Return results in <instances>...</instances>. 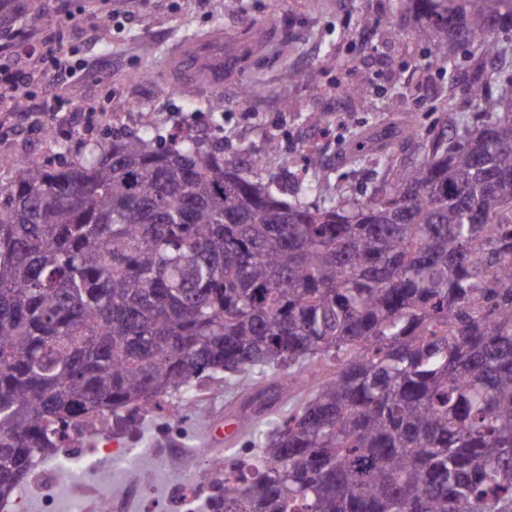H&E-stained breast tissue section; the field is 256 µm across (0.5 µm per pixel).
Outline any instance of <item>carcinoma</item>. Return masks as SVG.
<instances>
[{"label":"carcinoma","instance_id":"carcinoma-1","mask_svg":"<svg viewBox=\"0 0 512 512\" xmlns=\"http://www.w3.org/2000/svg\"><path fill=\"white\" fill-rule=\"evenodd\" d=\"M449 63L512 68V0H409ZM370 194L282 200L224 149L149 129L0 185V500L75 420L279 372L240 484L201 512H512V81ZM387 135L356 137L381 155Z\"/></svg>","mask_w":512,"mask_h":512}]
</instances>
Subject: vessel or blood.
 I'll use <instances>...</instances> for the list:
<instances>
[{
	"instance_id": "obj_1",
	"label": "vessel or blood",
	"mask_w": 512,
	"mask_h": 512,
	"mask_svg": "<svg viewBox=\"0 0 512 512\" xmlns=\"http://www.w3.org/2000/svg\"><path fill=\"white\" fill-rule=\"evenodd\" d=\"M242 68V54L224 48V34L216 30L180 46L165 71L170 83L193 88L217 89L225 76Z\"/></svg>"
}]
</instances>
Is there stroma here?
Instances as JSON below:
<instances>
[{"label":"stroma","instance_id":"stroma-1","mask_svg":"<svg viewBox=\"0 0 512 512\" xmlns=\"http://www.w3.org/2000/svg\"><path fill=\"white\" fill-rule=\"evenodd\" d=\"M51 13L57 42L74 59L95 62L93 78L70 84L79 112L94 110L92 127L80 133L60 129L51 141L20 128L0 141V157L46 150L53 157L76 158L79 152L115 135L152 128L160 137L174 130L212 145H223L226 159L235 161L242 176L273 182L280 196L294 200L298 184L322 182L328 194L343 191L362 196L371 190L381 162L351 150L354 132L382 131L411 120L421 136L412 141L389 139L387 153L398 163L423 156V144L440 133H454L449 94L464 98L469 75L481 60L478 43L463 46L455 63L440 72L432 63V47L414 36L415 21L403 0H24L15 25V40L37 42L46 30L42 13ZM109 24H101V17ZM392 24L396 38L381 37ZM220 28L240 35L261 29L270 44L247 59L239 77L224 81V109L213 112L210 89L177 90L159 95L163 69L181 41ZM319 69L318 85L301 81L302 73ZM366 83L365 99H349L341 90ZM293 110H286V103ZM324 118L310 123V114ZM275 140L278 150L263 169L248 161L252 152ZM322 148V164L305 169L303 153ZM234 382L216 380L204 402L205 419L188 417L173 424L167 406L149 412L113 416L108 429L85 430L71 448L93 451L111 441L135 451L132 469L100 464L92 483L122 495L135 470L154 474L148 500L131 501L127 512H165L169 476L149 452L161 435L178 428L177 447L206 457L250 447L251 438L237 430L220 439L214 427L231 423L230 404L238 401ZM49 488L60 512H77L80 498L70 482L32 470L20 496L25 509L41 512V488Z\"/></svg>","mask_w":512,"mask_h":512}]
</instances>
